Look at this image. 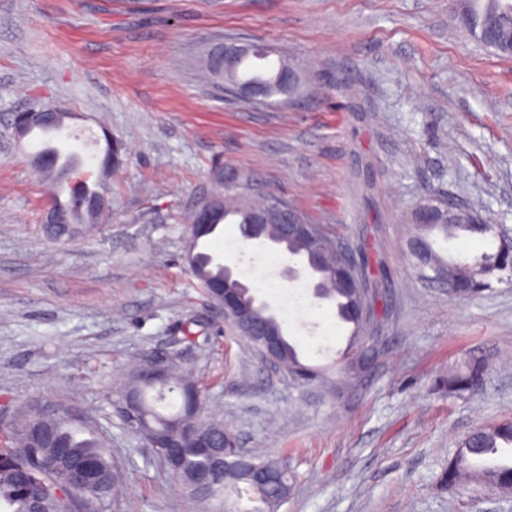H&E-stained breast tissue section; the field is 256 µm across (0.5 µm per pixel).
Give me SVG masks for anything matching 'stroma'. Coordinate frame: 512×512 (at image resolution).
Segmentation results:
<instances>
[{
  "label": "stroma",
  "mask_w": 512,
  "mask_h": 512,
  "mask_svg": "<svg viewBox=\"0 0 512 512\" xmlns=\"http://www.w3.org/2000/svg\"><path fill=\"white\" fill-rule=\"evenodd\" d=\"M456 0H0V424L37 405L80 414L108 443L124 493L102 512H194L153 448L114 414L133 361L190 367L206 413L294 475L278 512H512V494L438 476L458 441L512 419V284L461 302L416 269L411 210L464 202L512 229V56L456 20ZM279 49L304 78L285 104L227 96L209 76L226 40ZM69 113V149L96 169L88 134L125 146L108 222L49 241L53 190L15 113ZM291 206L352 251L372 314L369 368L343 354L351 325L283 255L243 247L233 221L208 236L270 302L301 361L273 368L207 298L184 254L212 175ZM488 367L472 397L434 378Z\"/></svg>",
  "instance_id": "1"
}]
</instances>
